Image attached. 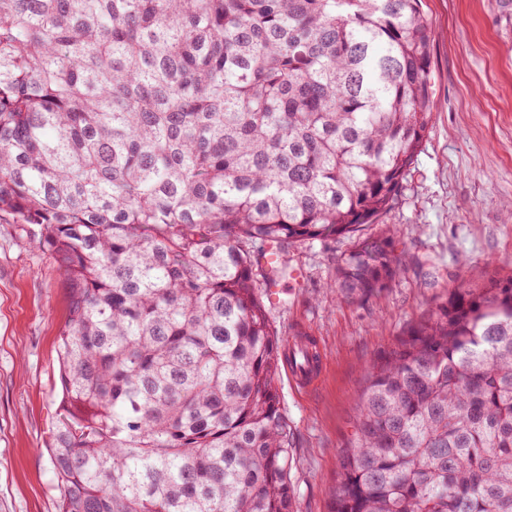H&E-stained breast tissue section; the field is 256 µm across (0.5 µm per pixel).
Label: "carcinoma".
Listing matches in <instances>:
<instances>
[{"instance_id": "cac0c4a2", "label": "carcinoma", "mask_w": 512, "mask_h": 512, "mask_svg": "<svg viewBox=\"0 0 512 512\" xmlns=\"http://www.w3.org/2000/svg\"><path fill=\"white\" fill-rule=\"evenodd\" d=\"M421 0H0V224L70 293L58 512H293L254 270L376 224L435 108ZM396 229L328 284L408 268ZM332 512H512V273L452 288L364 374Z\"/></svg>"}]
</instances>
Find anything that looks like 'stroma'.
I'll list each match as a JSON object with an SVG mask.
<instances>
[{
	"label": "stroma",
	"instance_id": "stroma-1",
	"mask_svg": "<svg viewBox=\"0 0 512 512\" xmlns=\"http://www.w3.org/2000/svg\"><path fill=\"white\" fill-rule=\"evenodd\" d=\"M433 21L431 128L385 223L410 266L363 303L327 291L353 238L298 242L285 253L283 294L270 308L282 347L313 341L320 368L299 390L291 369L275 378L294 432L295 512H330L338 452L364 371L448 289L464 285L462 260L493 258L512 272V31L494 0H422ZM69 292L57 265L17 224H0V512H57L45 448L61 386L57 340Z\"/></svg>",
	"mask_w": 512,
	"mask_h": 512
}]
</instances>
